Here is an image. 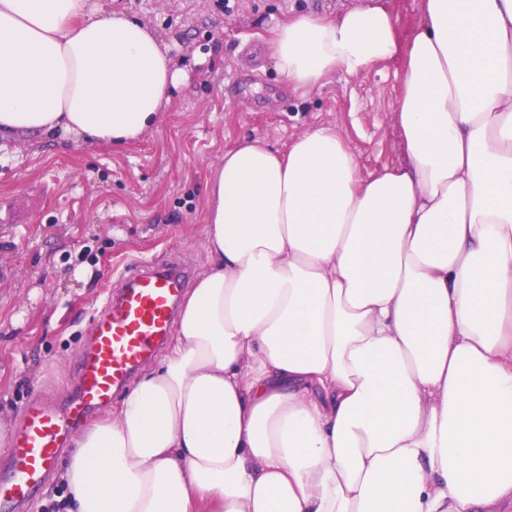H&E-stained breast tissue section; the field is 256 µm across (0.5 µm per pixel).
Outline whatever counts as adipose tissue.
Here are the masks:
<instances>
[{"label": "adipose tissue", "mask_w": 512, "mask_h": 512, "mask_svg": "<svg viewBox=\"0 0 512 512\" xmlns=\"http://www.w3.org/2000/svg\"><path fill=\"white\" fill-rule=\"evenodd\" d=\"M297 93L402 57V164L333 127L225 151L176 340L59 472L68 512H501L512 503V0H377L272 30ZM155 30L0 0V135L123 144L185 84ZM378 2L397 16L401 34L407 36L414 23L419 18L420 1L380 0Z\"/></svg>", "instance_id": "1"}]
</instances>
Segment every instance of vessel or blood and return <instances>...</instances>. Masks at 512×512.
I'll list each match as a JSON object with an SVG mask.
<instances>
[{
    "instance_id": "1",
    "label": "vessel or blood",
    "mask_w": 512,
    "mask_h": 512,
    "mask_svg": "<svg viewBox=\"0 0 512 512\" xmlns=\"http://www.w3.org/2000/svg\"><path fill=\"white\" fill-rule=\"evenodd\" d=\"M250 74L230 77L226 89L250 106ZM190 274L179 262H144L125 273L123 286L94 316L73 367L67 400L26 405L0 459V512H22L49 481L73 432L95 411L110 406L131 384L138 367L166 342Z\"/></svg>"
}]
</instances>
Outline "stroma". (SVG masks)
<instances>
[{"label":"stroma","mask_w":512,"mask_h":512,"mask_svg":"<svg viewBox=\"0 0 512 512\" xmlns=\"http://www.w3.org/2000/svg\"><path fill=\"white\" fill-rule=\"evenodd\" d=\"M97 13H126L154 28L188 83L136 141L71 144L52 136L0 137V456L28 403L66 398L90 322L109 289L142 260H183L200 276L207 184L225 150L257 140L286 151L316 125L335 128L364 175L402 159L394 122L401 58L362 74H331L287 90L265 54L263 84L283 89L267 108L226 98L243 46L271 44L274 25L300 13L324 17L359 0H91Z\"/></svg>","instance_id":"obj_1"}]
</instances>
